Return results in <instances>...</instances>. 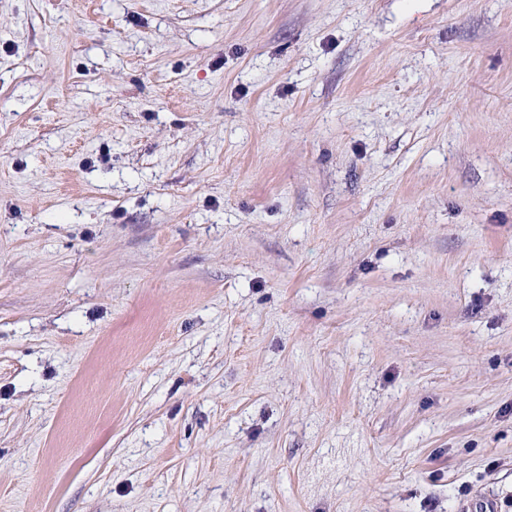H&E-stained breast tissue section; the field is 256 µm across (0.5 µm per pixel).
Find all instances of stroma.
<instances>
[{"label": "stroma", "instance_id": "1", "mask_svg": "<svg viewBox=\"0 0 512 512\" xmlns=\"http://www.w3.org/2000/svg\"><path fill=\"white\" fill-rule=\"evenodd\" d=\"M0 512H512V0H0Z\"/></svg>", "mask_w": 512, "mask_h": 512}]
</instances>
